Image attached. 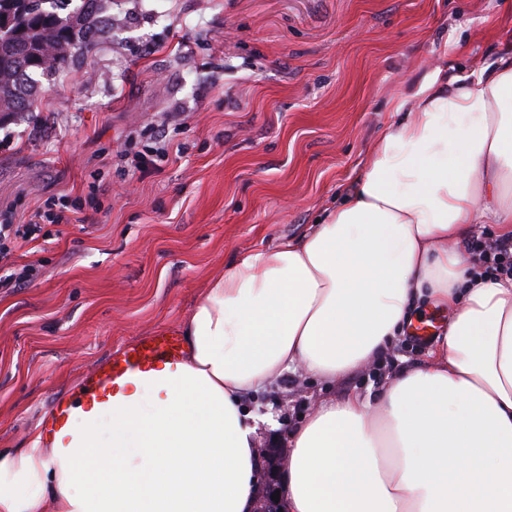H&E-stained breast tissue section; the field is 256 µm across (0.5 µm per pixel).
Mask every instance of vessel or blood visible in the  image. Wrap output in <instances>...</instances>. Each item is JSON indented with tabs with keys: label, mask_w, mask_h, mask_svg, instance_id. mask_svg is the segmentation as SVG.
Returning a JSON list of instances; mask_svg holds the SVG:
<instances>
[{
	"label": "vessel or blood",
	"mask_w": 512,
	"mask_h": 512,
	"mask_svg": "<svg viewBox=\"0 0 512 512\" xmlns=\"http://www.w3.org/2000/svg\"><path fill=\"white\" fill-rule=\"evenodd\" d=\"M182 360L178 338L165 332L116 349L109 361L87 375L78 399L58 400L50 409L40 426L45 446L60 452L79 447L81 436L74 428L75 420L110 408L113 401L125 396L130 380L175 371Z\"/></svg>",
	"instance_id": "1"
}]
</instances>
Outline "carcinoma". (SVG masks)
Instances as JSON below:
<instances>
[{"label": "carcinoma", "mask_w": 512, "mask_h": 512, "mask_svg": "<svg viewBox=\"0 0 512 512\" xmlns=\"http://www.w3.org/2000/svg\"><path fill=\"white\" fill-rule=\"evenodd\" d=\"M112 0H0V124L34 111L42 85L33 74L52 75L67 60L90 50L112 30Z\"/></svg>", "instance_id": "obj_1"}]
</instances>
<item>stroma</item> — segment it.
I'll return each instance as SVG.
<instances>
[{
  "label": "stroma",
  "mask_w": 512,
  "mask_h": 512,
  "mask_svg": "<svg viewBox=\"0 0 512 512\" xmlns=\"http://www.w3.org/2000/svg\"><path fill=\"white\" fill-rule=\"evenodd\" d=\"M112 30L0 127V210L65 197L0 268V448L29 447L59 398L113 351L180 333L238 254L297 237L344 196L439 55L477 73L512 47V0H114ZM170 142L159 173L122 156ZM35 264L26 288L4 278ZM432 343L403 336L333 385L284 373L246 406L257 445L287 448L317 402L377 395Z\"/></svg>",
  "instance_id": "35a3bbf8"
}]
</instances>
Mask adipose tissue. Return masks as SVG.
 <instances>
[{
    "label": "adipose tissue",
    "mask_w": 512,
    "mask_h": 512,
    "mask_svg": "<svg viewBox=\"0 0 512 512\" xmlns=\"http://www.w3.org/2000/svg\"><path fill=\"white\" fill-rule=\"evenodd\" d=\"M345 198L240 254L183 325L175 374L132 381L82 447L0 448V512H253L245 401L284 372L333 384L392 351L420 300L453 308L429 359L379 398L320 401L290 434L283 512H512V278L475 276L477 224L512 240V50L434 68Z\"/></svg>",
    "instance_id": "obj_1"
}]
</instances>
